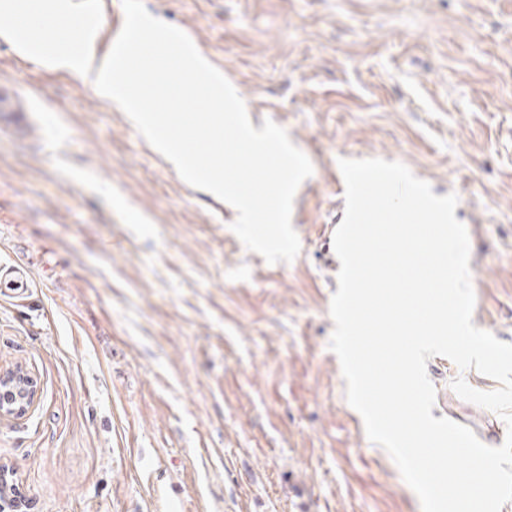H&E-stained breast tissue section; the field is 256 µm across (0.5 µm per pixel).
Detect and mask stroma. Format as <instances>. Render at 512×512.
<instances>
[{"label": "stroma", "instance_id": "35a3bbf8", "mask_svg": "<svg viewBox=\"0 0 512 512\" xmlns=\"http://www.w3.org/2000/svg\"><path fill=\"white\" fill-rule=\"evenodd\" d=\"M311 160L267 263L129 117L0 39V367L40 386L0 422L24 512H421L346 399L330 350L339 159L405 164L456 193L473 323L512 343V0H144ZM434 417L490 430L435 356Z\"/></svg>", "mask_w": 512, "mask_h": 512}]
</instances>
